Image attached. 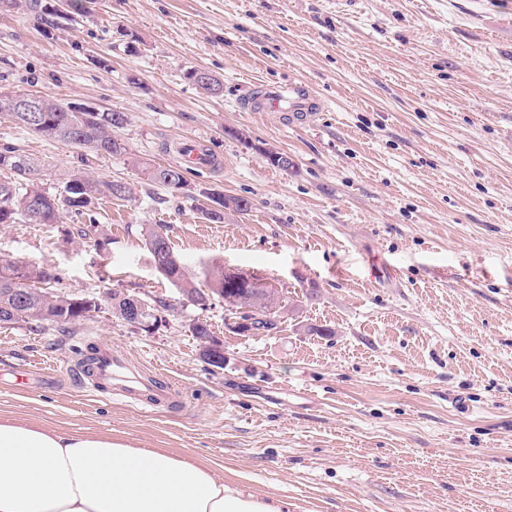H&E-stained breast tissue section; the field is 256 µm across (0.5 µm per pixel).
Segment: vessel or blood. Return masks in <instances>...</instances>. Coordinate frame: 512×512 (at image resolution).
Masks as SVG:
<instances>
[{"label": "vessel or blood", "mask_w": 512, "mask_h": 512, "mask_svg": "<svg viewBox=\"0 0 512 512\" xmlns=\"http://www.w3.org/2000/svg\"><path fill=\"white\" fill-rule=\"evenodd\" d=\"M320 101L301 80L289 82L286 87L263 89L260 96L250 101L254 112H288L293 119H302L304 113L316 111ZM76 370L84 372L85 383L81 391L96 393L102 390L121 396L134 410H179L188 408L187 397L175 388L163 369L153 370L151 376L130 378L125 376V363L114 355L111 347L99 346L92 363L77 361Z\"/></svg>", "instance_id": "obj_1"}]
</instances>
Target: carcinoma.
<instances>
[{"label": "carcinoma", "mask_w": 512, "mask_h": 512, "mask_svg": "<svg viewBox=\"0 0 512 512\" xmlns=\"http://www.w3.org/2000/svg\"><path fill=\"white\" fill-rule=\"evenodd\" d=\"M14 6H23L38 20L48 17L67 18L72 0H12ZM11 93L0 91V114H5L15 124L42 137L68 142L78 147H89L101 154L124 157L136 161L130 149L121 139L119 131L128 122L127 115L116 110H100L86 107L74 111V104L60 100H48V110L40 113L39 124H28L24 113L10 111ZM147 180L171 190H179L186 184V169L180 165L146 167ZM113 182L92 178L81 171H73L64 181L58 193H50L40 183L38 163L16 148L0 149V224L25 221L30 224H64L73 216H84L88 223L78 228V233L87 237L95 226L92 215L95 202L101 195L130 198L132 187L123 185L118 192L112 189ZM216 205L212 209L201 207L203 218L213 224H221L228 214H244L250 202L242 197L219 194L215 198L206 195ZM144 244H156L161 252L175 255L168 231L160 225L142 228ZM209 291L220 294L228 304H248L263 308L269 301L275 312L264 314L252 322V332H269L276 329L279 299L273 289L266 286L258 276L229 273L220 267L209 272ZM51 275L39 269L18 266L0 271V323H50L66 327L83 320L96 307L91 299L76 298L63 292L41 289L35 283L49 282ZM166 280L180 294L201 305L206 291L197 286L194 274L181 260L167 266Z\"/></svg>", "instance_id": "cac0c4a2"}]
</instances>
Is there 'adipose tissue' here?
Listing matches in <instances>:
<instances>
[{"mask_svg":"<svg viewBox=\"0 0 512 512\" xmlns=\"http://www.w3.org/2000/svg\"><path fill=\"white\" fill-rule=\"evenodd\" d=\"M210 467L109 435L0 419V512H288Z\"/></svg>","mask_w":512,"mask_h":512,"instance_id":"obj_1","label":"adipose tissue"}]
</instances>
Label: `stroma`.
<instances>
[{"label":"stroma","mask_w":512,"mask_h":512,"mask_svg":"<svg viewBox=\"0 0 512 512\" xmlns=\"http://www.w3.org/2000/svg\"><path fill=\"white\" fill-rule=\"evenodd\" d=\"M296 79L321 100L302 123L243 111L252 85ZM1 90L126 113L138 161L0 116V147L38 160L47 191L73 170L135 190L101 198L86 239L73 220L0 225V260L97 303L63 330L0 325V417L164 449L290 512H512V0H93L48 30L14 8ZM183 141L212 165L178 191L147 181L141 163H179ZM207 189L251 207L208 223ZM157 224L198 283L215 265L262 278L277 329L239 335L222 298L187 302L149 262L141 229ZM114 294L154 305L149 328ZM92 343L167 369L189 411L81 397L61 364ZM18 363L47 383L17 391ZM192 335L196 337L197 340H200L203 343H206V340L210 338V330L207 327V324L203 322H197L194 324V330H192ZM203 350L206 349V361H210L215 365H224V348L222 344L215 340L213 337L210 338L209 343L202 346ZM207 363L209 365V362ZM213 366V365H212Z\"/></svg>","instance_id":"1"}]
</instances>
